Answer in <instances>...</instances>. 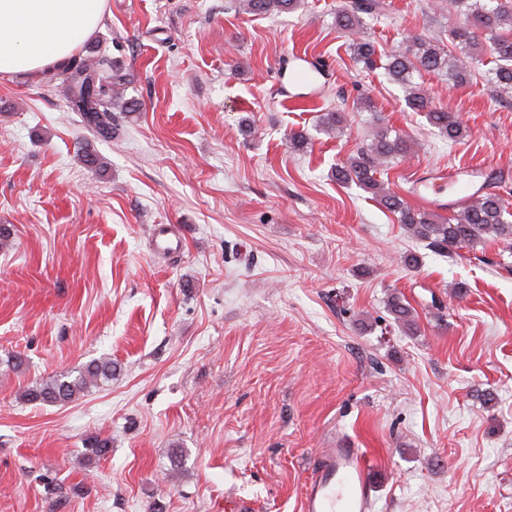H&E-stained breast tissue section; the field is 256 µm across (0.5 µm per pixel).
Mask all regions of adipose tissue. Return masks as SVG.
Listing matches in <instances>:
<instances>
[{
  "instance_id": "ef3b65f1",
  "label": "adipose tissue",
  "mask_w": 512,
  "mask_h": 512,
  "mask_svg": "<svg viewBox=\"0 0 512 512\" xmlns=\"http://www.w3.org/2000/svg\"><path fill=\"white\" fill-rule=\"evenodd\" d=\"M107 0H0V77L62 67L100 25Z\"/></svg>"
}]
</instances>
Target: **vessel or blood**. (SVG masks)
Returning a JSON list of instances; mask_svg holds the SVG:
<instances>
[{
	"label": "vessel or blood",
	"mask_w": 512,
	"mask_h": 512,
	"mask_svg": "<svg viewBox=\"0 0 512 512\" xmlns=\"http://www.w3.org/2000/svg\"><path fill=\"white\" fill-rule=\"evenodd\" d=\"M462 193L482 189L486 173L466 168L452 175ZM303 512H371L365 456L356 448H331L321 457L302 497Z\"/></svg>",
	"instance_id": "vessel-or-blood-1"
}]
</instances>
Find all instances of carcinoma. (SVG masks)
<instances>
[{
    "instance_id": "1",
    "label": "carcinoma",
    "mask_w": 512,
    "mask_h": 512,
    "mask_svg": "<svg viewBox=\"0 0 512 512\" xmlns=\"http://www.w3.org/2000/svg\"><path fill=\"white\" fill-rule=\"evenodd\" d=\"M464 15L465 23L448 31L451 42L461 47L451 54L440 44L420 34H412L407 46L385 56L377 51L375 41L367 32L364 17L384 14V0H352L347 8L336 10V28L347 40L353 63L361 69L382 68L404 91L405 107L422 112L429 125L450 143L461 140L466 127L451 112L432 106V101L417 79L424 73L448 72V80L457 86L467 84L472 76L469 61L480 38L490 42L494 66L489 81L502 92L512 91V0H451ZM301 0H242L248 14L266 15L296 10ZM66 101L80 113L86 125L97 136L112 138V101L122 99L126 78L107 55L83 47V53L68 61L64 69ZM341 112H326L320 116L323 130L333 132L343 128ZM411 146L410 137L388 128H378L371 142L356 154L336 163L333 177L340 185L355 184L372 195L381 207L397 215L398 223L411 234L427 242L440 253L474 247L488 240L512 241V203L500 187L491 186L479 196L451 208L445 217L433 210L409 205L400 195L384 187L381 176L393 159L405 156ZM389 312L395 322L413 334L417 325L408 305L398 296L391 298ZM112 378V359L99 358L84 365L77 373L52 376L27 387L22 394L32 404H67L77 396ZM86 449L91 458L101 459L110 452L109 442L97 436L88 439Z\"/></svg>"
}]
</instances>
